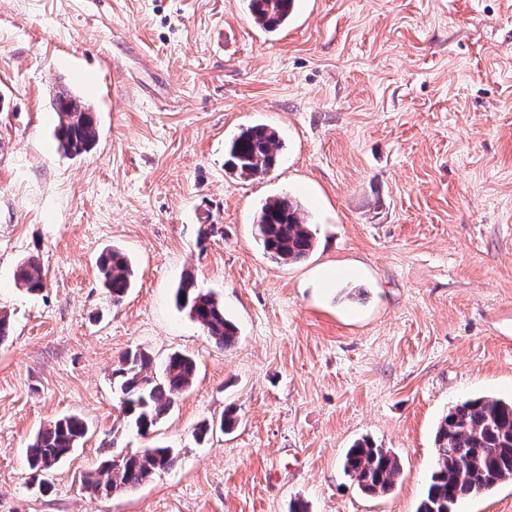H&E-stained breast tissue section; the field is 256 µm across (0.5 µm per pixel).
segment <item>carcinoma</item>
Segmentation results:
<instances>
[{"label":"carcinoma","mask_w":512,"mask_h":512,"mask_svg":"<svg viewBox=\"0 0 512 512\" xmlns=\"http://www.w3.org/2000/svg\"><path fill=\"white\" fill-rule=\"evenodd\" d=\"M292 5L293 0H248V11L254 24L275 32L288 24ZM55 106L59 148L72 157L89 152L97 138L93 113L72 95L58 97ZM282 150L276 128L243 127L225 145L224 166L239 178H260L275 168ZM254 224L264 254L278 264L300 262L314 247L305 210L288 194L266 199ZM96 267L112 304H120L133 285L131 259L119 249H107L97 257ZM17 280L26 291H37L44 286L45 274L38 261L29 258L21 262ZM175 301L216 344L226 349L234 346L237 329L224 317V303L215 293L199 288L193 275L180 281ZM195 370L194 359L182 353L170 355L159 373L143 350H130L121 357L112 372V387L119 394L122 413L140 435H147L192 385ZM87 433V424L78 415L58 418L37 433L28 448L33 470L29 479L35 491H51L47 476L79 448ZM434 442L436 463L417 512H452L457 501L512 481V401L485 396L458 401L441 417ZM176 463L173 448H144L118 460L102 461L82 484L107 496L136 488ZM343 470L361 493L383 496L394 489L401 464L390 449L362 439L347 450Z\"/></svg>","instance_id":"cac0c4a2"}]
</instances>
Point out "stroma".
I'll use <instances>...</instances> for the list:
<instances>
[{
	"label": "stroma",
	"instance_id": "stroma-1",
	"mask_svg": "<svg viewBox=\"0 0 512 512\" xmlns=\"http://www.w3.org/2000/svg\"><path fill=\"white\" fill-rule=\"evenodd\" d=\"M66 93L98 121L80 157L55 137ZM257 122L285 148L240 179L224 145ZM282 193L316 238L288 265L253 224ZM112 247L137 271L118 305L95 268ZM31 256L35 294L15 280ZM187 272L233 347L177 308ZM1 310L0 512H417L448 408L512 399V0H296L273 35L246 0H0ZM134 348L197 362L146 437L112 388ZM69 414L89 433L38 494L25 449ZM365 437L401 462L383 497L343 472ZM155 445L173 469L85 492L109 451Z\"/></svg>",
	"mask_w": 512,
	"mask_h": 512
}]
</instances>
